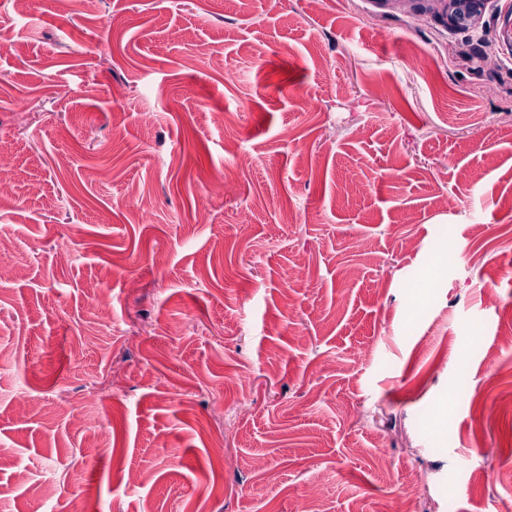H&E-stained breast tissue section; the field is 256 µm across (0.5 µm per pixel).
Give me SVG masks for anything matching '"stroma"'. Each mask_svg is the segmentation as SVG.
I'll list each match as a JSON object with an SVG mask.
<instances>
[{
	"label": "stroma",
	"mask_w": 512,
	"mask_h": 512,
	"mask_svg": "<svg viewBox=\"0 0 512 512\" xmlns=\"http://www.w3.org/2000/svg\"><path fill=\"white\" fill-rule=\"evenodd\" d=\"M7 2L0 512H512V0ZM443 4V12L448 15V18L453 23L457 18H464L470 24L478 23L481 13L483 0H433ZM422 484V478L414 476L410 482V492L399 498L388 499L381 503L378 512H415L418 496L417 490Z\"/></svg>",
	"instance_id": "stroma-1"
}]
</instances>
